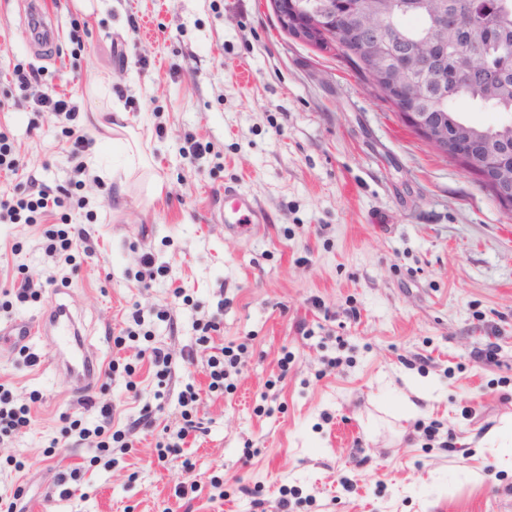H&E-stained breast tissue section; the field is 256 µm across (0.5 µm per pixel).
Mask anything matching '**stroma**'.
Returning a JSON list of instances; mask_svg holds the SVG:
<instances>
[{
    "label": "stroma",
    "instance_id": "35a3bbf8",
    "mask_svg": "<svg viewBox=\"0 0 512 512\" xmlns=\"http://www.w3.org/2000/svg\"><path fill=\"white\" fill-rule=\"evenodd\" d=\"M45 6L62 37L38 56L25 0H0V130L23 163L0 171V196L30 177L72 189L84 208L54 214L89 232L97 258L63 268L56 294L43 225L1 213L0 322L66 304L118 367L90 407L42 343L28 345L34 366L0 350V382L31 410L0 438V495L22 489L23 512H512V447L488 438L512 422V213L344 59L280 29L270 0H99L90 17L74 0ZM17 66L72 96L76 128L95 139L83 168L55 115L32 116ZM102 74L148 159L131 172L92 120ZM191 140L205 148L194 161ZM114 171L127 175L119 203ZM234 184L269 215L246 235L217 219ZM149 253L166 276L150 280ZM25 279L38 294L19 305ZM213 316L210 347L196 346L194 322ZM489 344L490 365L473 356ZM231 345L237 363L210 391L212 350ZM155 347L173 359L162 387ZM189 384L200 428L161 452ZM103 405L133 442L113 446L108 468L62 436L70 418L98 425Z\"/></svg>",
    "mask_w": 512,
    "mask_h": 512
}]
</instances>
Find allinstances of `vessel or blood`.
Instances as JSON below:
<instances>
[{"instance_id":"vessel-or-blood-1","label":"vessel or blood","mask_w":512,"mask_h":512,"mask_svg":"<svg viewBox=\"0 0 512 512\" xmlns=\"http://www.w3.org/2000/svg\"><path fill=\"white\" fill-rule=\"evenodd\" d=\"M224 200L225 232L243 234L252 225L265 223L264 210L241 187L226 186ZM12 334L20 336L27 343L43 335L51 337L53 361L70 374L74 390L80 395H90L104 376V360L97 349L85 343L77 320L64 304H57L51 309L37 327L21 320L0 325L1 336Z\"/></svg>"}]
</instances>
